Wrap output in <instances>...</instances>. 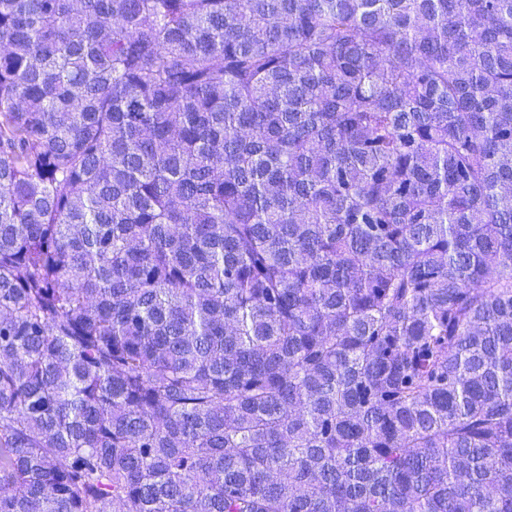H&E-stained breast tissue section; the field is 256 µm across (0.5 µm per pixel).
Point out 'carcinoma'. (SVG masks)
Returning <instances> with one entry per match:
<instances>
[{
	"instance_id": "cac0c4a2",
	"label": "carcinoma",
	"mask_w": 512,
	"mask_h": 512,
	"mask_svg": "<svg viewBox=\"0 0 512 512\" xmlns=\"http://www.w3.org/2000/svg\"><path fill=\"white\" fill-rule=\"evenodd\" d=\"M0 512H512V0H0Z\"/></svg>"
}]
</instances>
